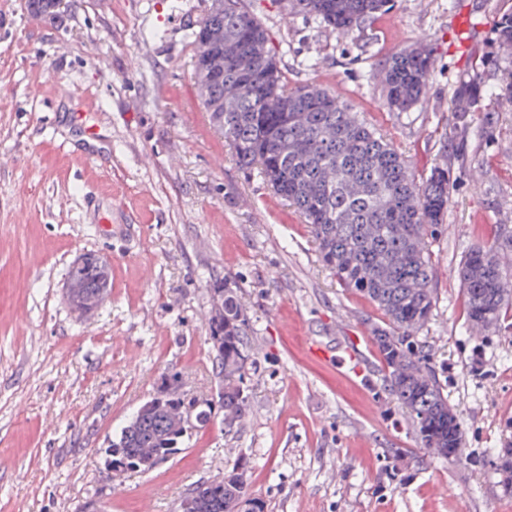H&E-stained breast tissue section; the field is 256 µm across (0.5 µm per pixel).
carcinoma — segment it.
<instances>
[{
  "label": "carcinoma",
  "instance_id": "1",
  "mask_svg": "<svg viewBox=\"0 0 512 512\" xmlns=\"http://www.w3.org/2000/svg\"><path fill=\"white\" fill-rule=\"evenodd\" d=\"M297 2L312 23L342 36L392 8V0ZM191 38V77L236 164L256 170L299 211L322 264L384 313L388 323L375 328L373 340L389 394L409 419L419 447L442 458L457 457L462 443L458 414L416 342L434 306L427 243L448 213V167L436 166L425 181L416 182L407 160L348 103L313 84L287 86L267 30L238 0H210ZM491 50L512 53V14L498 22ZM435 64L426 43L391 57L381 77L389 108L408 112L419 105ZM475 85L465 81L453 91L459 99L458 124L477 102ZM504 245L511 248L512 238L472 251L458 268L468 319L484 328L497 326L512 301V279L500 262ZM87 257L77 282L110 281L104 258ZM215 294L221 300L209 327V340L219 343L215 358L221 385L215 405L231 428L249 411L250 322L236 289L217 288ZM176 385V377L163 381L112 437L105 449L107 475L148 471L180 450L193 401ZM215 405L205 404L206 411ZM495 466L512 484V446L501 449ZM242 499L249 500L250 512H264L243 473L232 470L202 482L182 500L181 510L234 512Z\"/></svg>",
  "mask_w": 512,
  "mask_h": 512
}]
</instances>
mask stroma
I'll use <instances>...</instances> for the list:
<instances>
[{"mask_svg":"<svg viewBox=\"0 0 512 512\" xmlns=\"http://www.w3.org/2000/svg\"><path fill=\"white\" fill-rule=\"evenodd\" d=\"M154 0H59L34 16L0 0V512H181L200 483L244 469L265 512H512L492 465L512 442V309L472 336L457 269L512 236V106L498 86L512 54L487 57L512 0H394L341 36L296 0H239L267 29L289 85L350 104L415 177L450 169L448 213L431 240L435 307L418 340L461 421L464 453L419 448L389 395L372 328L386 318L323 266L302 216L238 168L191 79V29L208 0H181L163 37ZM427 43L423 102L389 109L382 64ZM482 96L453 127L452 89ZM70 92L59 95V87ZM107 260L96 311L69 306L73 262ZM250 319V410L195 427L156 468L107 479L102 448L162 380L215 399L209 340L223 285ZM352 351L314 360L309 343Z\"/></svg>","mask_w":512,"mask_h":512,"instance_id":"35a3bbf8","label":"stroma"}]
</instances>
